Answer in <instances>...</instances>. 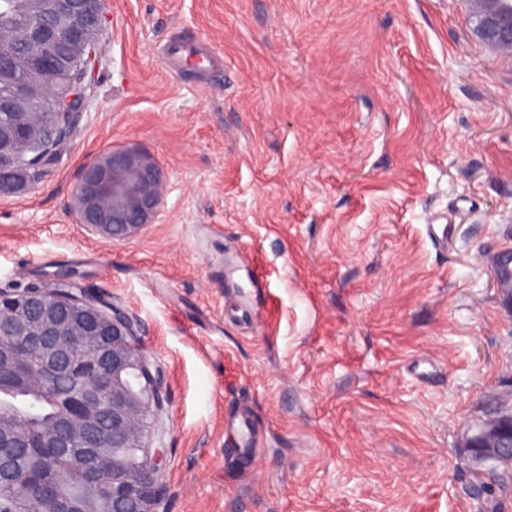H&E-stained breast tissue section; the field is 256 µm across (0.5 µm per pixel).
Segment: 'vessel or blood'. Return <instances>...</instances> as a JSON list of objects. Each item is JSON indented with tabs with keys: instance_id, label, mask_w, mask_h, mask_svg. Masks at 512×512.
<instances>
[{
	"instance_id": "1",
	"label": "vessel or blood",
	"mask_w": 512,
	"mask_h": 512,
	"mask_svg": "<svg viewBox=\"0 0 512 512\" xmlns=\"http://www.w3.org/2000/svg\"><path fill=\"white\" fill-rule=\"evenodd\" d=\"M165 66L174 71L190 72L200 86H207L210 76L224 67L223 56L204 39L187 40L171 36L159 50Z\"/></svg>"
}]
</instances>
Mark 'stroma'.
Wrapping results in <instances>:
<instances>
[{
    "label": "stroma",
    "instance_id": "stroma-1",
    "mask_svg": "<svg viewBox=\"0 0 512 512\" xmlns=\"http://www.w3.org/2000/svg\"><path fill=\"white\" fill-rule=\"evenodd\" d=\"M468 10L106 0L76 133L0 197V289L68 270L131 318L163 374L162 512H512L462 448L475 411L512 404L490 264L512 249V58ZM176 31L223 53L210 86L162 68ZM124 146L158 160L164 203L108 241L74 190Z\"/></svg>",
    "mask_w": 512,
    "mask_h": 512
}]
</instances>
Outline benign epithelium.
<instances>
[{
    "instance_id": "obj_1",
    "label": "benign epithelium",
    "mask_w": 512,
    "mask_h": 512,
    "mask_svg": "<svg viewBox=\"0 0 512 512\" xmlns=\"http://www.w3.org/2000/svg\"><path fill=\"white\" fill-rule=\"evenodd\" d=\"M470 23L481 41L512 48V0H477ZM36 19L30 36L46 44L67 40L75 57L68 60L70 87L63 112H83L84 82L95 58L93 31L100 30L105 0H28ZM19 112H33L37 102L28 89L14 97ZM163 172L158 161L138 148L105 154L83 171L74 193L76 222L103 239H128L155 222L163 199ZM132 321L116 307L103 306L87 294L72 272L44 282L0 290V368H15L28 386L44 390L45 378L67 372L83 383L60 404L64 423L48 432L45 448H68L72 462L84 465L80 450L90 448L98 463L95 489L80 498L40 494L38 505L23 512H160L159 465L163 449L146 442L148 419L163 407V379L149 356L134 342ZM91 351L79 355L75 345ZM141 384L129 385L131 375ZM1 448H29L14 421L0 419ZM136 448L138 469L121 467L118 452ZM475 470L490 461H512V412L490 410L475 416L464 439Z\"/></svg>"
}]
</instances>
